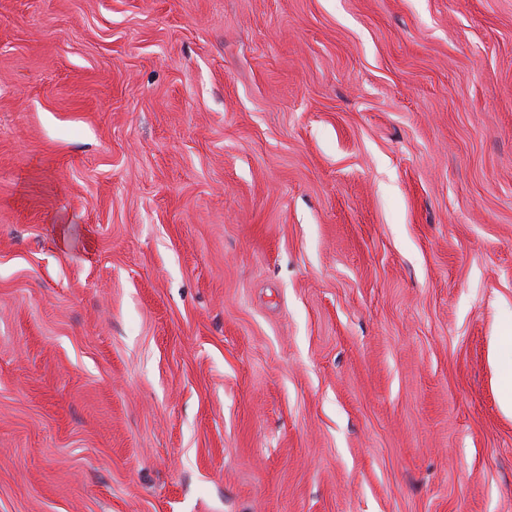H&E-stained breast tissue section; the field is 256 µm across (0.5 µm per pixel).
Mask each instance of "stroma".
<instances>
[{
	"mask_svg": "<svg viewBox=\"0 0 512 512\" xmlns=\"http://www.w3.org/2000/svg\"><path fill=\"white\" fill-rule=\"evenodd\" d=\"M512 0H0V512H512ZM494 363L507 371L510 378V387L507 385V391H504L503 406L506 410L512 412V341L510 344L505 342L496 347L492 353Z\"/></svg>",
	"mask_w": 512,
	"mask_h": 512,
	"instance_id": "1",
	"label": "stroma"
}]
</instances>
